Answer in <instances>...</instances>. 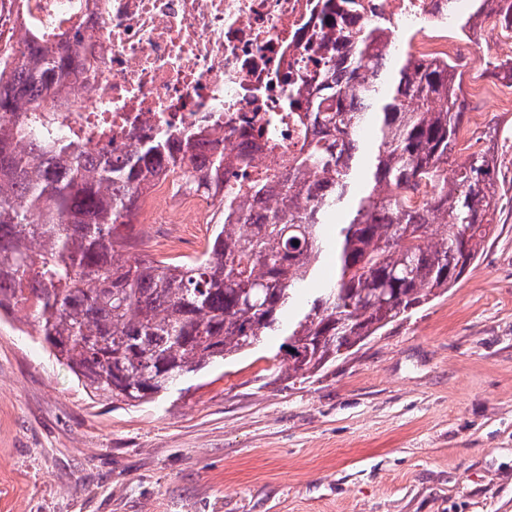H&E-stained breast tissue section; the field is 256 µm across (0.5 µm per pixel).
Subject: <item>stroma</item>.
Wrapping results in <instances>:
<instances>
[{"label":"stroma","mask_w":512,"mask_h":512,"mask_svg":"<svg viewBox=\"0 0 512 512\" xmlns=\"http://www.w3.org/2000/svg\"><path fill=\"white\" fill-rule=\"evenodd\" d=\"M463 85L459 146L493 160L494 236L448 293L310 378L269 336L116 406L32 315L0 311V512H512V86L488 68ZM142 234L133 255L189 258L209 227Z\"/></svg>","instance_id":"stroma-1"}]
</instances>
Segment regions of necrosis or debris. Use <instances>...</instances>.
I'll return each instance as SVG.
<instances>
[{
	"label": "necrosis or debris",
	"mask_w": 512,
	"mask_h": 512,
	"mask_svg": "<svg viewBox=\"0 0 512 512\" xmlns=\"http://www.w3.org/2000/svg\"><path fill=\"white\" fill-rule=\"evenodd\" d=\"M326 0H0V24L38 28L45 40L78 35L64 87L71 104L63 128L77 146L128 152L161 130L207 126L223 132L226 154L255 164L285 163L303 132L288 116L289 92L333 50L324 35ZM384 19L422 30L448 27L445 0H353L345 21ZM280 148L268 153L256 131ZM213 199L159 185L139 221L200 224Z\"/></svg>",
	"instance_id": "4bbe7bcc"
}]
</instances>
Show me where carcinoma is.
Here are the masks:
<instances>
[{
    "instance_id": "1",
    "label": "carcinoma",
    "mask_w": 512,
    "mask_h": 512,
    "mask_svg": "<svg viewBox=\"0 0 512 512\" xmlns=\"http://www.w3.org/2000/svg\"><path fill=\"white\" fill-rule=\"evenodd\" d=\"M471 16L512 29V0H471ZM327 26L347 55L290 101L304 138L287 165L254 176L233 172L247 159L201 149L202 131L161 132L120 155L76 146L58 126L75 37H6L0 310L33 302L42 343L92 396L140 405L280 334L288 375L316 373L448 292L495 233L492 163L456 151L461 73L444 58H400L382 21L343 31L332 13ZM160 174L205 195L224 187V222L194 259L125 255ZM328 248L334 276L289 319Z\"/></svg>"
}]
</instances>
